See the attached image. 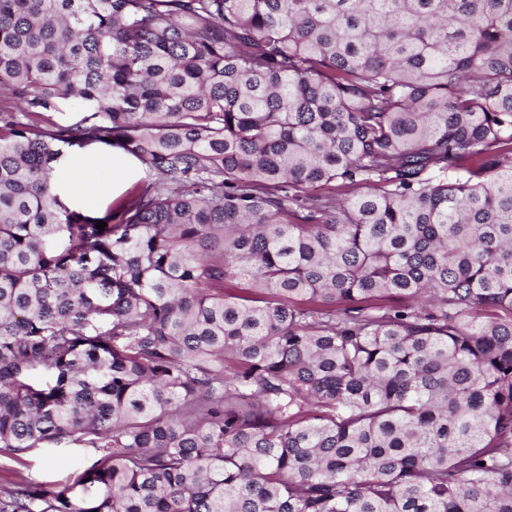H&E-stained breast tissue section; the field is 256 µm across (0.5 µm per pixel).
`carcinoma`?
Wrapping results in <instances>:
<instances>
[{
    "mask_svg": "<svg viewBox=\"0 0 512 512\" xmlns=\"http://www.w3.org/2000/svg\"><path fill=\"white\" fill-rule=\"evenodd\" d=\"M0 90V453L98 452L0 512H512V0H0ZM95 144L96 145L90 147H97L100 148L101 150L110 152L111 154L113 150L114 152L122 153V156L130 155L116 148H112L98 143ZM90 147L84 149L76 148L71 150L67 154L65 158V163L69 167V176L66 182H68L73 177L74 164L81 157V155L84 154V151ZM131 156L132 155H130L129 157ZM131 158L134 160V166L132 168L126 169L120 161H116L114 166H112L114 162L113 154L112 158L110 159V157L102 151H88L74 173V179L72 182V188L74 191H76V188L78 187L81 178L88 174L90 171L99 166L109 164L110 160L111 165L108 168L95 173L87 180L83 193L80 197L68 196L63 185V194L64 197L67 199V203L71 207L75 208L77 211H80L84 214L91 216H103L113 199L122 194L133 183H135L140 178L145 176L143 166L138 161V159L135 158L134 156H132ZM112 182L117 183L119 185L117 190L112 191ZM103 185H108L111 188L107 194H103L101 190V187Z\"/></svg>",
    "mask_w": 512,
    "mask_h": 512,
    "instance_id": "obj_1",
    "label": "carcinoma"
}]
</instances>
